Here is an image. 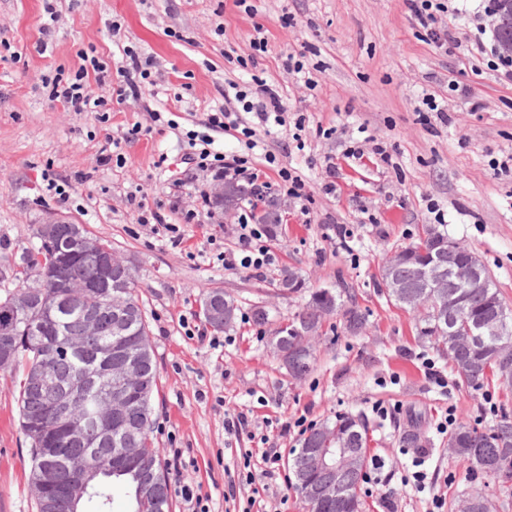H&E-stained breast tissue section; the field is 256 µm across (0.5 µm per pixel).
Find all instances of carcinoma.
I'll return each mask as SVG.
<instances>
[{
  "instance_id": "1",
  "label": "carcinoma",
  "mask_w": 512,
  "mask_h": 512,
  "mask_svg": "<svg viewBox=\"0 0 512 512\" xmlns=\"http://www.w3.org/2000/svg\"><path fill=\"white\" fill-rule=\"evenodd\" d=\"M250 190L235 183L224 184V194L217 203L228 208ZM280 203L272 197L259 212L258 223L271 234L279 226ZM36 244L23 256L21 269L13 278L0 275V283L13 287L0 300V324L6 319L5 310L20 306L25 320L9 331L0 330V360H7V370L16 378L20 428L30 445L31 469L29 486L36 512H73L68 488L79 481L84 469L98 474L92 478L82 501L93 503L95 512H109L113 486L118 484L127 497L128 512H171L169 500V473L162 451L152 437L155 419L153 401L158 392V372L145 312L136 293L137 279L133 267L124 264L112 268V292L94 287L101 277L100 258L112 246L92 237L81 224H58L55 241L48 246L40 237L39 225H33ZM448 259V235L425 231L419 242L396 253L395 263L381 269L382 284L389 297L405 305L391 288L405 282L419 295V309L423 310L420 335L445 354L458 376L467 385L482 386L488 372L511 383L512 350L499 353L500 337L478 336L470 346L461 347L448 333V322L442 311L459 304L465 312L458 324L483 317L492 312V296L500 295L497 288H450L445 296L437 297L423 291L418 271L439 259ZM279 286L290 289L303 287L298 272L284 269ZM120 301L127 312L121 334L114 333L113 309ZM67 304L57 323L45 330L37 327L43 310L57 302ZM200 307L203 317L216 331L230 330L235 325L238 305L233 297L213 289L202 295ZM97 315V330L88 332L86 313ZM341 314L345 329L359 332L365 323V314L355 301L345 302L341 295L329 288L317 289L310 295L305 307L296 312L291 322L279 328L275 339L283 349H296L304 344L301 332L307 327L321 328L330 316ZM119 343L123 355L139 363L143 381L131 386L125 410V425L119 430L108 429L96 417L105 411L107 401L95 394L93 379L102 366L116 361L118 354L106 356L107 347ZM313 352L291 366L288 375L303 379L311 370ZM70 409L87 421V439L84 442L61 444L52 450L63 487L51 501L36 490L42 461L47 451L48 431L62 429V410ZM331 440L348 448L361 449L359 466L345 473L342 493L331 501H320L310 496H299L304 512H364L361 484L367 464V428L362 419L351 413L336 415L323 424ZM323 432L311 429L292 455L289 471L294 490H299L301 473L310 479L318 474L309 470L307 444ZM459 442L452 451L466 471L491 479L505 495H512V415L505 413L492 426L480 430L461 423L448 441ZM132 448L135 462L132 466L113 461L112 449Z\"/></svg>"
}]
</instances>
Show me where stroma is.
I'll return each instance as SVG.
<instances>
[{
    "instance_id": "obj_1",
    "label": "stroma",
    "mask_w": 512,
    "mask_h": 512,
    "mask_svg": "<svg viewBox=\"0 0 512 512\" xmlns=\"http://www.w3.org/2000/svg\"><path fill=\"white\" fill-rule=\"evenodd\" d=\"M55 0L58 20L43 31L42 0H0V267L19 260L32 227L54 213L86 225L135 266L160 379L154 400V437L164 460L180 452L181 476L169 480L173 512H184L180 482L191 483L210 512H243L253 489L268 512H303L284 478H267L247 456L298 447V419L316 426L337 413L361 416L368 459L383 461L361 489L365 512H443L483 492L493 512H512V499L489 479L466 474L448 453L447 415L493 424L512 413V385L489 377L464 384L418 334L415 312L390 301L381 284L385 259L439 228L478 256L504 300L512 305V167L492 161L512 155V85L466 49L438 50L429 31L411 18L404 0ZM263 36L267 49L254 52ZM135 50L150 63L154 82L140 98L109 103L103 112H71L50 97V78H73L83 57L117 72ZM301 57L303 73L289 70ZM259 76L285 98L286 124L258 132L255 148L211 127L229 84ZM314 88H307L306 80ZM458 84L481 101L471 110L449 91ZM443 97L447 120L424 125L416 107L424 94ZM305 116L304 150L292 144L297 116ZM136 139H127L133 126ZM366 135L362 158L345 157L350 140ZM213 140L226 152L248 154L263 180L278 165L297 169L315 198L309 215L282 203L277 240L280 266L295 267L304 286L280 294L275 278L214 266L202 253L217 236L238 246L237 209L198 208L180 247L139 224L142 208L168 213V184L185 168L195 144ZM110 145L116 162L101 165ZM391 155L380 162L375 146ZM336 172L328 174L327 157ZM68 183L69 199L46 188V177ZM335 180V193L323 186ZM445 214L437 223L436 211ZM345 225L346 238L336 234ZM237 298L241 315L230 331L191 339L203 290ZM319 288L354 294L366 316L360 334L341 317L327 320L316 342L315 365L302 381L288 377L269 338ZM264 307L265 326L251 311ZM243 413L248 426L224 430V417ZM413 444H404L406 435ZM28 444L20 430L15 379L0 370V512H36L29 489ZM427 473L424 489L411 478L415 462Z\"/></svg>"
}]
</instances>
